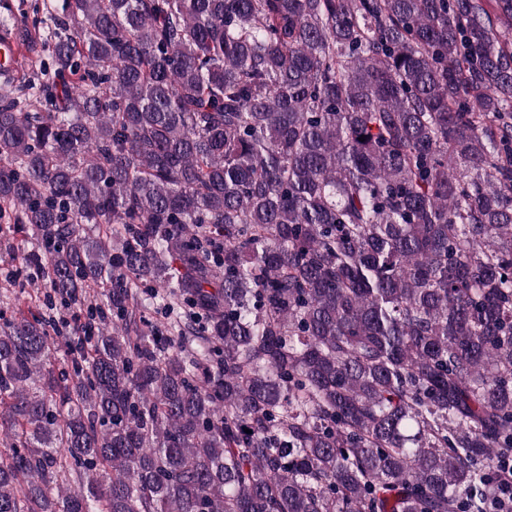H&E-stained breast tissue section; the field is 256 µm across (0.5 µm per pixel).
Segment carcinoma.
Segmentation results:
<instances>
[{
    "label": "carcinoma",
    "mask_w": 512,
    "mask_h": 512,
    "mask_svg": "<svg viewBox=\"0 0 512 512\" xmlns=\"http://www.w3.org/2000/svg\"><path fill=\"white\" fill-rule=\"evenodd\" d=\"M47 38L0 209L76 327L0 323V512L492 509L512 0H61Z\"/></svg>",
    "instance_id": "obj_1"
}]
</instances>
